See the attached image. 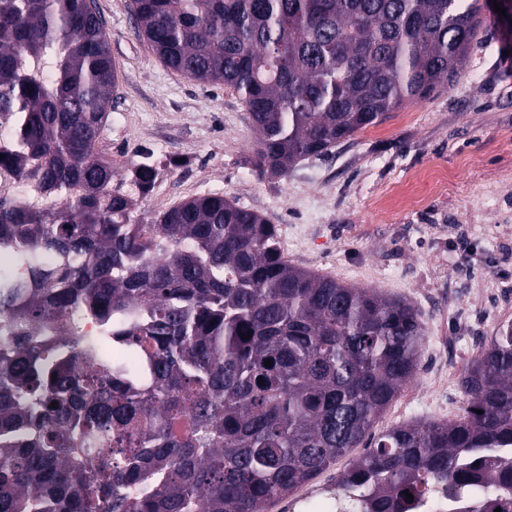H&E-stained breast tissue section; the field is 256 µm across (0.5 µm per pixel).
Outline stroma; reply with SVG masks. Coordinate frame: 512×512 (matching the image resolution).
<instances>
[{
	"label": "stroma",
	"instance_id": "1",
	"mask_svg": "<svg viewBox=\"0 0 512 512\" xmlns=\"http://www.w3.org/2000/svg\"><path fill=\"white\" fill-rule=\"evenodd\" d=\"M96 3L117 66L101 149L120 176L143 149L168 163L138 215L218 193L274 224L289 263L412 304L421 366L375 430L458 419L463 372L512 322V19L484 11L452 84L280 177L253 171L236 92L163 64L130 0ZM443 361L448 388L435 395L427 379Z\"/></svg>",
	"mask_w": 512,
	"mask_h": 512
}]
</instances>
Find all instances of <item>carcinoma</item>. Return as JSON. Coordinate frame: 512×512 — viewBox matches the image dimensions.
<instances>
[{
    "instance_id": "cac0c4a2",
    "label": "carcinoma",
    "mask_w": 512,
    "mask_h": 512,
    "mask_svg": "<svg viewBox=\"0 0 512 512\" xmlns=\"http://www.w3.org/2000/svg\"><path fill=\"white\" fill-rule=\"evenodd\" d=\"M130 10L166 66L240 96L255 172L285 176L451 84L483 4ZM116 81L86 0H0V512H268L367 438L339 475L363 512H415L445 480L448 512H512V323L462 375L460 419L372 437L419 370V311L290 265L222 194L143 223L163 163L119 177L102 153Z\"/></svg>"
}]
</instances>
